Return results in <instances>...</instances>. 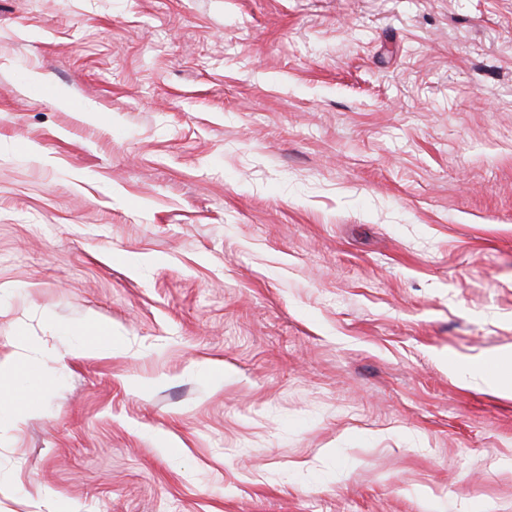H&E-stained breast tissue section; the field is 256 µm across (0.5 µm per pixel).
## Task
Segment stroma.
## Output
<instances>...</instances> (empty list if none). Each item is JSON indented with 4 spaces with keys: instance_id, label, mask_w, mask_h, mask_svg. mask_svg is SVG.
I'll use <instances>...</instances> for the list:
<instances>
[{
    "instance_id": "35a3bbf8",
    "label": "stroma",
    "mask_w": 512,
    "mask_h": 512,
    "mask_svg": "<svg viewBox=\"0 0 512 512\" xmlns=\"http://www.w3.org/2000/svg\"><path fill=\"white\" fill-rule=\"evenodd\" d=\"M0 354V512H512V0H0Z\"/></svg>"
}]
</instances>
